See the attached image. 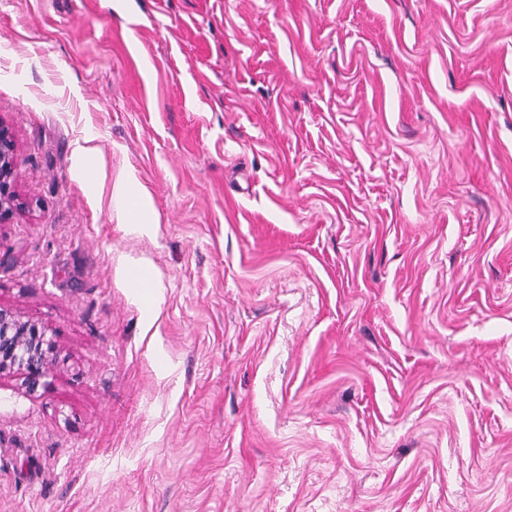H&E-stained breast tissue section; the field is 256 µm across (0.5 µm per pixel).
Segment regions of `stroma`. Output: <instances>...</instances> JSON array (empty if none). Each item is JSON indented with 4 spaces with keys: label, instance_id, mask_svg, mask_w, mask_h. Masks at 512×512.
Here are the masks:
<instances>
[{
    "label": "stroma",
    "instance_id": "35a3bbf8",
    "mask_svg": "<svg viewBox=\"0 0 512 512\" xmlns=\"http://www.w3.org/2000/svg\"><path fill=\"white\" fill-rule=\"evenodd\" d=\"M0 121V512H512V0H0ZM16 140L9 126L0 122V224H8L25 211L26 201L16 183ZM118 218L125 224H153L155 212L152 199L140 192L133 181H119L113 192ZM48 330L0 306V376H22L28 392H36L51 372L57 347Z\"/></svg>",
    "mask_w": 512,
    "mask_h": 512
}]
</instances>
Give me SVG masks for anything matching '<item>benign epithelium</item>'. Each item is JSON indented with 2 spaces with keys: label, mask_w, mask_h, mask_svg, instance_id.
Listing matches in <instances>:
<instances>
[{
  "label": "benign epithelium",
  "mask_w": 512,
  "mask_h": 512,
  "mask_svg": "<svg viewBox=\"0 0 512 512\" xmlns=\"http://www.w3.org/2000/svg\"><path fill=\"white\" fill-rule=\"evenodd\" d=\"M15 157L14 133L0 122V224L10 223L27 208L17 188ZM56 358L57 347L48 338L46 327L0 307V375L22 376L27 391L34 393L43 385Z\"/></svg>",
  "instance_id": "7a95c632"
}]
</instances>
